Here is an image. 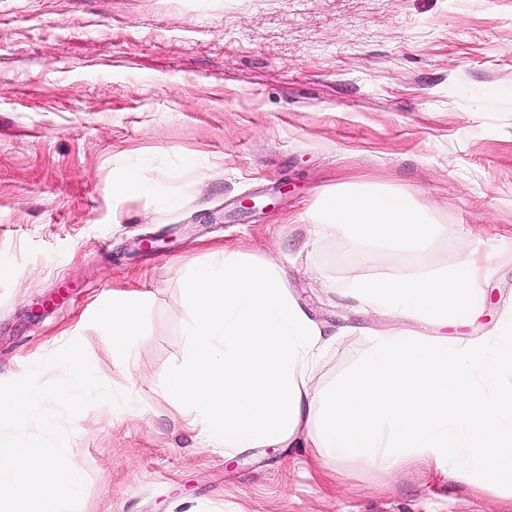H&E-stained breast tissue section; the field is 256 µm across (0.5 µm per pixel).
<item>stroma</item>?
I'll use <instances>...</instances> for the list:
<instances>
[{
  "label": "stroma",
  "mask_w": 512,
  "mask_h": 512,
  "mask_svg": "<svg viewBox=\"0 0 512 512\" xmlns=\"http://www.w3.org/2000/svg\"><path fill=\"white\" fill-rule=\"evenodd\" d=\"M149 161L157 195L112 204V171ZM203 177L170 209L162 197ZM373 183L441 230L425 253L361 260L309 233L325 194ZM254 209H244L245 201ZM490 258L488 298L440 328L361 308L353 273ZM279 259L289 292L350 336L327 389L370 334L468 340L512 323V0H0V382L80 341L126 394L59 415L82 470L77 512H512L420 461L400 472L311 448L207 447L161 398L190 350L181 273L216 246ZM145 296L129 363L96 314Z\"/></svg>",
  "instance_id": "stroma-1"
}]
</instances>
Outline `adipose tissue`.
<instances>
[{
    "instance_id": "1",
    "label": "adipose tissue",
    "mask_w": 512,
    "mask_h": 512,
    "mask_svg": "<svg viewBox=\"0 0 512 512\" xmlns=\"http://www.w3.org/2000/svg\"><path fill=\"white\" fill-rule=\"evenodd\" d=\"M319 213L323 231L362 252L381 242L421 253L440 235L410 196L370 185L324 195ZM488 271V257L472 256L435 270L361 273L347 290L375 312L444 326L481 308ZM182 292L191 352L162 398L200 424L209 447L312 446L329 460H380L394 471L419 458L480 489L512 491L511 335L467 344L372 336L362 362L318 393L310 382L336 337L289 295L283 266L222 250L183 273ZM141 303L132 294L99 310L117 364L140 332Z\"/></svg>"
}]
</instances>
